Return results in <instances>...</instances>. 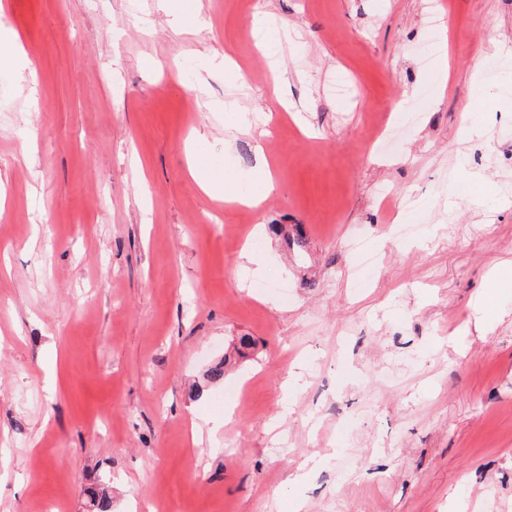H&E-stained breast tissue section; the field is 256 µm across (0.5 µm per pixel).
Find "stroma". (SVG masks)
Listing matches in <instances>:
<instances>
[{"label": "stroma", "instance_id": "stroma-1", "mask_svg": "<svg viewBox=\"0 0 512 512\" xmlns=\"http://www.w3.org/2000/svg\"><path fill=\"white\" fill-rule=\"evenodd\" d=\"M4 2L0 512H512V0Z\"/></svg>", "mask_w": 512, "mask_h": 512}]
</instances>
